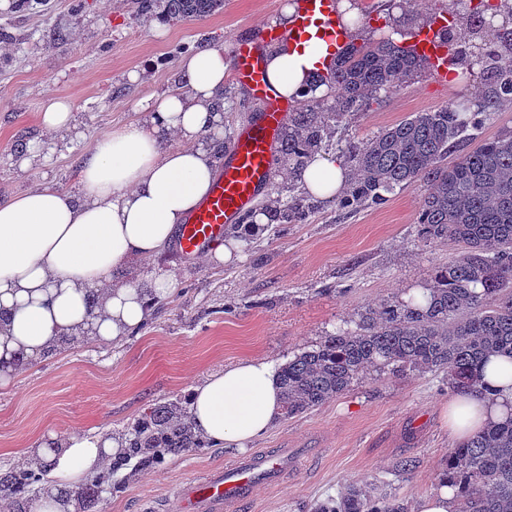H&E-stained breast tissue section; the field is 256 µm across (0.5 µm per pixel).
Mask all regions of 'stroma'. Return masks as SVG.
Instances as JSON below:
<instances>
[{"mask_svg":"<svg viewBox=\"0 0 512 512\" xmlns=\"http://www.w3.org/2000/svg\"><path fill=\"white\" fill-rule=\"evenodd\" d=\"M286 0H224L202 18L168 15L164 4L138 14L132 0H45L32 11L0 10V201L42 184L76 191L82 157L113 127L142 120L145 99L182 83L166 58L176 45L230 49L250 41ZM139 72L128 82V72ZM224 125L217 139L239 133L253 119V95L228 82ZM478 82L441 87L430 74L382 95L337 132L361 143L380 129L449 100L478 101ZM68 100L81 133L72 149L49 152L27 173L14 166L18 147L40 141L46 99ZM422 184L388 194L354 213L317 200L309 223L285 229L264 224L251 237L237 229L244 259L216 268L167 246L130 264L123 279L139 281L160 269L174 276L172 293L117 344L76 341L26 365L14 386L0 391V473L26 462L48 434L105 432L126 436L150 404L187 398L212 372L263 357L284 364L353 320L358 310L403 297L456 259L454 243H426L417 232ZM451 390L444 374L394 376L373 372L342 395L292 419H281L246 449L207 446L159 465L129 462L103 469L93 512H181L177 486L265 451L288 449L298 468L281 481H258L236 512H312L349 486L384 481L416 508L439 488L456 446L443 418Z\"/></svg>","mask_w":512,"mask_h":512,"instance_id":"obj_1","label":"stroma"}]
</instances>
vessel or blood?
Wrapping results in <instances>:
<instances>
[{
	"label": "vessel or blood",
	"mask_w": 512,
	"mask_h": 512,
	"mask_svg": "<svg viewBox=\"0 0 512 512\" xmlns=\"http://www.w3.org/2000/svg\"><path fill=\"white\" fill-rule=\"evenodd\" d=\"M447 14L434 15L431 23L412 39L415 52L427 63L440 83L448 81V47L440 38L447 26ZM267 39L288 40L302 47L312 38L329 45L343 44L342 21L335 0H296L294 21L288 32L268 31ZM232 72L236 83L249 88L262 104L257 118L232 139L228 155L208 194L182 224L176 248L192 257L213 245L224 235L226 226L235 224L268 187L274 159L280 146L281 131L293 110L271 87L260 49L251 42L232 43ZM255 459L236 465L231 473L214 472L197 485H184L179 491L183 512H224L252 486Z\"/></svg>",
	"instance_id": "b4317fda"
}]
</instances>
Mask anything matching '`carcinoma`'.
Listing matches in <instances>:
<instances>
[{
    "instance_id": "obj_1",
    "label": "carcinoma",
    "mask_w": 512,
    "mask_h": 512,
    "mask_svg": "<svg viewBox=\"0 0 512 512\" xmlns=\"http://www.w3.org/2000/svg\"><path fill=\"white\" fill-rule=\"evenodd\" d=\"M460 0L437 10L448 13L443 42L455 50L454 66L482 72L483 99L418 112L340 152L351 162L346 192L336 199L349 213L384 200V194L420 182L417 224L421 236L461 247L458 258L437 267L427 288L428 305L392 300L358 314L354 327L340 329L304 349L279 369L283 417L304 414L342 395L374 369L393 374L442 372L456 390L484 385L483 360L512 356V131L494 138L479 134L490 116L512 105V69L499 65L512 53V0L486 6L481 17L457 16ZM224 0H166L167 13L200 17ZM428 71L412 47L390 35L351 42L316 83L334 88L325 105L304 93L281 137L280 152L296 176L336 130L365 111L381 93L411 83ZM454 161H448L449 156ZM315 205L283 188L266 205L270 224H306ZM189 412L177 401L145 409L131 426L126 454L112 461L118 469L131 458L160 464L188 448H202ZM446 483L457 489L459 512H512V412L448 450ZM40 471L27 468L0 476V490L25 501ZM315 512H409L407 503L375 487L351 486Z\"/></svg>"
}]
</instances>
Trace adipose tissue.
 <instances>
[{
  "instance_id": "ef3b65f1",
  "label": "adipose tissue",
  "mask_w": 512,
  "mask_h": 512,
  "mask_svg": "<svg viewBox=\"0 0 512 512\" xmlns=\"http://www.w3.org/2000/svg\"><path fill=\"white\" fill-rule=\"evenodd\" d=\"M330 53L320 40L297 51L269 47L265 67L276 93L294 101L315 63ZM182 89L151 97L147 119L113 128L87 150L78 189L47 186L0 202V389L13 386L22 365L62 338L109 343L144 322L156 298L174 280L150 273L119 283L130 262L148 259L171 242L176 229L208 193L217 161L202 138L222 120L228 61L207 47L183 58ZM44 135L68 147L77 128L71 104L48 99L40 115ZM178 138L169 146V138ZM347 170L336 158L316 156L301 178L312 195L332 198ZM484 386L455 391L445 409L450 432L466 438L512 410V359L494 357ZM273 361L249 358L209 374L189 396L193 424L211 444L243 448L281 415ZM122 449L104 433L43 441L36 450L46 488L34 512H75L70 489L95 476Z\"/></svg>"
}]
</instances>
